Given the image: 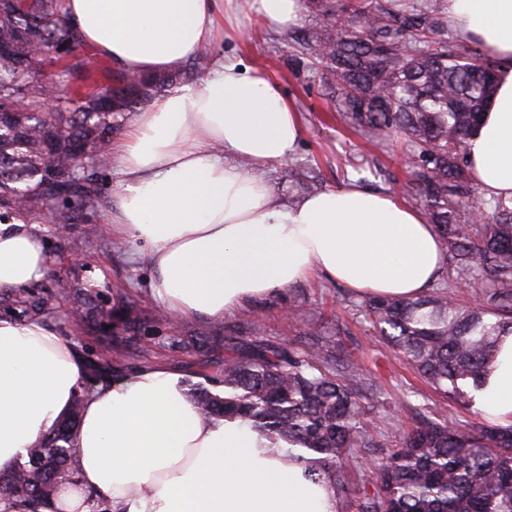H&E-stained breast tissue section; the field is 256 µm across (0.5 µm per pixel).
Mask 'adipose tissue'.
I'll return each mask as SVG.
<instances>
[{
  "mask_svg": "<svg viewBox=\"0 0 512 512\" xmlns=\"http://www.w3.org/2000/svg\"><path fill=\"white\" fill-rule=\"evenodd\" d=\"M97 58L139 75L171 72L224 35V0H66ZM451 27L493 57L497 85L467 144L486 196H512V0H447ZM303 134L281 85L213 61L134 114L110 147L121 175L106 232L139 243L155 296L176 318H222L322 274L366 295L417 297L443 271L435 226L395 198L355 186L285 205L262 173L292 157ZM49 255L27 225L0 224V289L41 281ZM79 352L44 319H0V466L26 455L82 387ZM472 391L488 420L512 425V333ZM238 419L204 422L178 370L143 367L84 399L61 512L83 489L117 512H337L326 482L265 451Z\"/></svg>",
  "mask_w": 512,
  "mask_h": 512,
  "instance_id": "1",
  "label": "adipose tissue"
}]
</instances>
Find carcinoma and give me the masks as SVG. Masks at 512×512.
<instances>
[{"label": "carcinoma", "instance_id": "carcinoma-1", "mask_svg": "<svg viewBox=\"0 0 512 512\" xmlns=\"http://www.w3.org/2000/svg\"><path fill=\"white\" fill-rule=\"evenodd\" d=\"M321 12L300 46L336 112L371 142L406 141L411 180L403 197L435 224L452 271L479 295L468 304L443 286L417 298L368 296L357 310L391 355L447 404L467 408L465 384L479 385L497 336L512 331V197L479 193L467 159V141L494 94V61L448 29L432 0L328 2ZM0 49V223L28 224L37 236L47 209L59 235L86 221L104 198L112 133L212 63L204 51L171 74L116 71L83 51L65 0H0ZM62 294L46 284L0 289V313L19 321L48 315ZM65 316L107 340V355L85 363L88 390L133 371L154 343L192 349L186 382L202 418L241 419L263 431L270 455L328 482L338 512H512V427L487 422L462 429L421 415L375 481L353 487L344 467L356 449L374 447L362 418L381 385L345 347L351 338L340 323L327 334L308 327L302 345L268 337L252 321L164 336L162 314L141 318L122 296L106 310L98 295L76 286L68 289ZM82 414L78 395L56 428L28 448L26 461L0 468L5 512H45L59 486H78ZM85 502L90 512H113L112 501L92 490Z\"/></svg>", "mask_w": 512, "mask_h": 512}]
</instances>
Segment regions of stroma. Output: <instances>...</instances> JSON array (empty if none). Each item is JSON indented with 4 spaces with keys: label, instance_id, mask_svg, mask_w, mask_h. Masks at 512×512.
Segmentation results:
<instances>
[{
    "label": "stroma",
    "instance_id": "stroma-1",
    "mask_svg": "<svg viewBox=\"0 0 512 512\" xmlns=\"http://www.w3.org/2000/svg\"><path fill=\"white\" fill-rule=\"evenodd\" d=\"M317 22V16L305 8L295 26L276 33L255 17L250 0H230L224 7V39L213 47V55L228 63L241 62L259 68L265 76L278 81L296 109L303 129L294 155L268 168L265 176L276 198L288 205L302 198L297 183L308 176L316 179L322 191L358 183L370 192L400 197L406 182L408 147L401 142L371 143L331 111L325 88L295 42L297 36ZM375 160L385 168L384 177L360 181L359 169ZM105 220L106 213L101 210L91 214L85 223L72 225L66 236L46 230L43 241L51 258L47 282L58 288L78 283L96 289L105 299L122 290L132 296L143 312L161 309L162 304L151 289L150 271L135 256V244L126 243L122 255L111 252L108 236L100 231ZM295 295L304 297L305 303L292 310L288 301ZM351 297L347 288L318 274L288 288L284 294L256 299L225 315L224 320H252L268 336L288 339L302 334L304 325L312 320L327 331L338 321L347 325L354 340L355 359L384 389L382 406L363 417L374 435L375 445L359 450L346 465L351 483L359 486L387 450L395 447L411 428L416 411L444 410L464 425L471 423L474 416L467 409L445 408L442 399L424 381L403 362L388 355L368 323L356 318L348 304Z\"/></svg>",
    "mask_w": 512,
    "mask_h": 512
}]
</instances>
